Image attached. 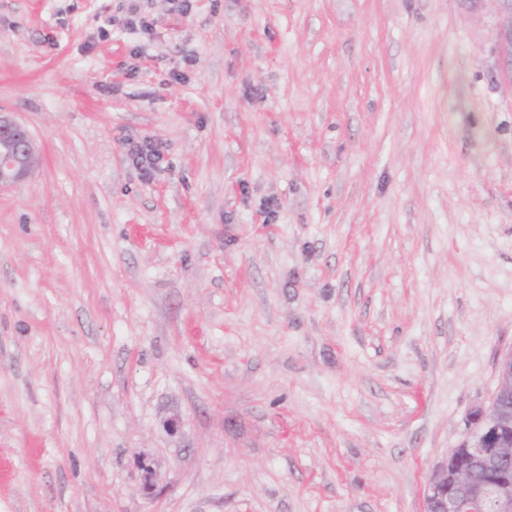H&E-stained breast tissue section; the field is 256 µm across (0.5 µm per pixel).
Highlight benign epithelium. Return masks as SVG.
<instances>
[{
  "label": "benign epithelium",
  "instance_id": "benign-epithelium-1",
  "mask_svg": "<svg viewBox=\"0 0 512 512\" xmlns=\"http://www.w3.org/2000/svg\"><path fill=\"white\" fill-rule=\"evenodd\" d=\"M495 2V52L502 75L512 81V0ZM14 141L0 153V186L26 179L38 164L27 129L0 115V140ZM498 384L490 406L473 413L458 446L448 449L424 490L423 512H512V351L497 366ZM140 492L159 494L150 465L140 464Z\"/></svg>",
  "mask_w": 512,
  "mask_h": 512
}]
</instances>
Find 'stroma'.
Listing matches in <instances>:
<instances>
[{"label": "stroma", "instance_id": "obj_1", "mask_svg": "<svg viewBox=\"0 0 512 512\" xmlns=\"http://www.w3.org/2000/svg\"><path fill=\"white\" fill-rule=\"evenodd\" d=\"M495 26L0 0V113L41 155L0 188V512H422L512 350ZM128 153L133 162L144 171L152 169L160 159L159 152L151 145L141 143H129Z\"/></svg>", "mask_w": 512, "mask_h": 512}]
</instances>
